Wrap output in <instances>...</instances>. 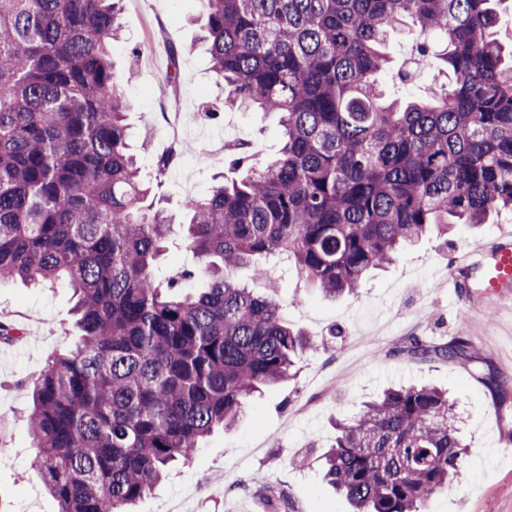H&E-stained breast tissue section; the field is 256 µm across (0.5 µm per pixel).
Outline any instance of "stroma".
I'll list each match as a JSON object with an SVG mask.
<instances>
[{"label":"stroma","mask_w":512,"mask_h":512,"mask_svg":"<svg viewBox=\"0 0 512 512\" xmlns=\"http://www.w3.org/2000/svg\"><path fill=\"white\" fill-rule=\"evenodd\" d=\"M123 38L114 43L116 74L131 102L129 124L146 128L151 138L138 149L141 167L153 172L173 137L193 142L190 160L170 169L156 195L173 222L161 268L196 262L185 246L184 202L209 194L228 161L219 146L224 138L252 143L261 160L273 159L282 142L279 118L268 112L219 111L224 89L210 69L203 20L197 0H124ZM182 51L179 103L191 113L179 131L170 128V100L162 94L170 47ZM410 90L397 88L390 76L381 87L387 99L427 98L447 84V71L419 61ZM512 229V211L484 224L457 225L448 237L423 236L399 260L369 274L357 295L324 298L297 277L277 287L256 282L288 308L291 323L318 338L306 350L293 380L266 389L235 427L218 431L202 444L193 461L174 467L137 512H272L269 500L280 497L291 512H351V506L327 485L319 457L335 436L334 423L354 415L364 401L391 384L435 385L447 389L462 418L470 455L460 479L433 497L425 512H512V406L498 407L482 383L485 375L505 381L512 394V288L492 295L485 288L464 289L466 319L442 284L456 258L473 254L490 265L491 245ZM73 292L65 284L28 288L0 284V320L20 323L22 342H0V506L5 512H58L40 472L32 466L25 381L37 378L52 355L69 351L78 330ZM466 330L481 360L462 365L438 359H414L402 353L410 337L441 343ZM262 484H254V475Z\"/></svg>","instance_id":"1"}]
</instances>
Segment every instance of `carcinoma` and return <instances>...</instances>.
I'll return each mask as SVG.
<instances>
[{
    "label": "carcinoma",
    "mask_w": 512,
    "mask_h": 512,
    "mask_svg": "<svg viewBox=\"0 0 512 512\" xmlns=\"http://www.w3.org/2000/svg\"><path fill=\"white\" fill-rule=\"evenodd\" d=\"M121 0H0V282L65 281L82 336L31 385L28 421L59 512H133L254 393L291 377L314 341L288 309L239 280L290 264L325 297L436 229L512 210V50L494 38L504 0H199L224 104L280 115L262 167L241 143L238 178L189 199L200 261L182 279L157 260L170 221L130 152L112 62ZM452 73L426 100H388L390 32ZM164 88L179 80L170 48ZM480 361L465 331L401 349ZM468 454L455 403L390 387L336 423L323 477L355 512H422Z\"/></svg>",
    "instance_id": "obj_1"
}]
</instances>
